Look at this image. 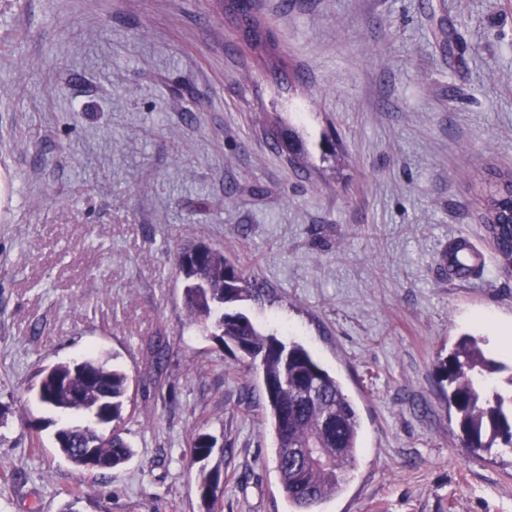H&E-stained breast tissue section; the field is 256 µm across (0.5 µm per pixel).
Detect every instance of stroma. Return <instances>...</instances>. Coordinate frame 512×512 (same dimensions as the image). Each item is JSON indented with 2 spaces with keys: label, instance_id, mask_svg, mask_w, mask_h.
Masks as SVG:
<instances>
[{
  "label": "stroma",
  "instance_id": "stroma-1",
  "mask_svg": "<svg viewBox=\"0 0 512 512\" xmlns=\"http://www.w3.org/2000/svg\"><path fill=\"white\" fill-rule=\"evenodd\" d=\"M254 10L273 54L217 0H0V512H60L71 489L81 512H206L198 432L223 512H291L259 378L186 318L175 255L198 242L264 285L242 311L305 345L360 417L319 512H512V453L467 452L435 376L466 334L512 364V276L479 204L512 172V0ZM458 237L484 258L469 284L448 274ZM90 350L130 383L135 454L105 474L58 454L34 389Z\"/></svg>",
  "mask_w": 512,
  "mask_h": 512
}]
</instances>
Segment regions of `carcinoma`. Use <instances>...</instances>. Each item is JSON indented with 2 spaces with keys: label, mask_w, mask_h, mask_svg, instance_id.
<instances>
[{
  "label": "carcinoma",
  "mask_w": 512,
  "mask_h": 512,
  "mask_svg": "<svg viewBox=\"0 0 512 512\" xmlns=\"http://www.w3.org/2000/svg\"><path fill=\"white\" fill-rule=\"evenodd\" d=\"M224 10L244 38L256 49H267L270 35L253 12L251 0H224ZM512 186V172L490 181L483 198V223L495 243L499 269L512 276V226L497 223L496 189ZM176 267L183 278L188 319L223 348L234 347L260 375L265 414L275 438V464L280 486L293 512H315L333 497L355 460L360 421L339 380L324 369L297 341L284 342L261 331L249 316L230 307L258 300L262 289L242 266L224 251L195 244L177 253ZM150 365L160 370L167 361L165 337H150ZM439 382H448V403L455 408L464 447L471 452L512 449V371L488 358L471 337L459 339L436 365ZM39 401L53 410L92 413L109 433L77 426L72 435L59 431L60 453L73 465L90 470L124 466L133 449L122 436L121 424L129 400V378L116 366L92 355L81 367L58 362L40 371ZM292 448H314L307 458H292ZM214 450L212 438L198 433L191 454L198 461ZM224 482L220 469L201 467L197 487L207 512H219L218 490Z\"/></svg>",
  "instance_id": "carcinoma-1"
}]
</instances>
